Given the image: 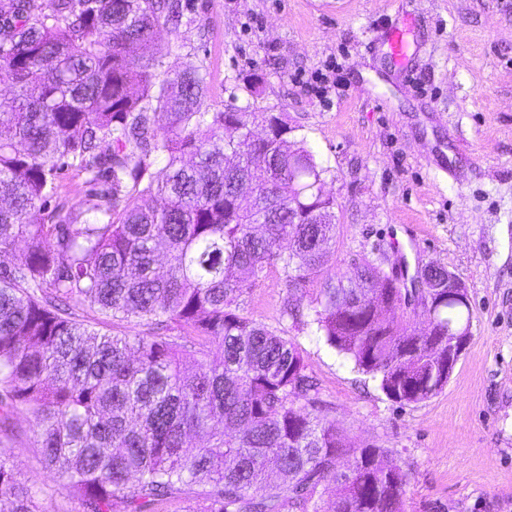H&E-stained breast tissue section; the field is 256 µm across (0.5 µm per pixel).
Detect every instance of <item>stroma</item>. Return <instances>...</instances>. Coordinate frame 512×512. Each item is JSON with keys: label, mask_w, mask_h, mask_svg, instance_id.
Segmentation results:
<instances>
[{"label": "stroma", "mask_w": 512, "mask_h": 512, "mask_svg": "<svg viewBox=\"0 0 512 512\" xmlns=\"http://www.w3.org/2000/svg\"><path fill=\"white\" fill-rule=\"evenodd\" d=\"M182 4L193 23L160 32L164 62L207 70L210 111L285 113L328 167L337 239L326 270L365 256L407 283L442 265L468 293L471 336L442 391L402 406L313 326L281 321L277 278L253 288L246 314L287 329L337 425L407 472L405 512H512V0ZM405 11L415 27L403 86L370 37ZM13 423L5 449L21 479L48 492L50 512H73L72 488L37 462L31 409Z\"/></svg>", "instance_id": "stroma-1"}]
</instances>
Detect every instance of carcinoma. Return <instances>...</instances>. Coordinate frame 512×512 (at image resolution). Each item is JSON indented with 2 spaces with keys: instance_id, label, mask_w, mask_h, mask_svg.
<instances>
[{
  "instance_id": "obj_1",
  "label": "carcinoma",
  "mask_w": 512,
  "mask_h": 512,
  "mask_svg": "<svg viewBox=\"0 0 512 512\" xmlns=\"http://www.w3.org/2000/svg\"><path fill=\"white\" fill-rule=\"evenodd\" d=\"M180 25L176 0H0V436L32 409L76 512H321L322 488L330 512H404L407 474L340 434L297 348L243 303L278 275L281 319L308 316L400 404L446 385L470 304L425 265L421 329L395 320L406 295L377 261L326 273L328 169L282 112L209 111L207 73L154 52ZM65 166L87 175L79 208ZM73 299L148 333H101ZM44 496L0 448V512H48Z\"/></svg>"
}]
</instances>
